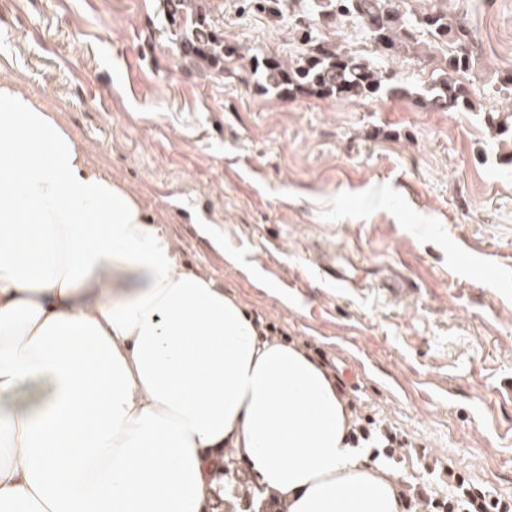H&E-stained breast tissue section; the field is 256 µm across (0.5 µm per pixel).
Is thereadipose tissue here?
Wrapping results in <instances>:
<instances>
[{
	"mask_svg": "<svg viewBox=\"0 0 512 512\" xmlns=\"http://www.w3.org/2000/svg\"><path fill=\"white\" fill-rule=\"evenodd\" d=\"M350 418L0 75V512H207L226 448L288 512H399Z\"/></svg>",
	"mask_w": 512,
	"mask_h": 512,
	"instance_id": "1",
	"label": "adipose tissue"
}]
</instances>
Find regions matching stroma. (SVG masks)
Masks as SVG:
<instances>
[{
    "label": "stroma",
    "mask_w": 512,
    "mask_h": 512,
    "mask_svg": "<svg viewBox=\"0 0 512 512\" xmlns=\"http://www.w3.org/2000/svg\"><path fill=\"white\" fill-rule=\"evenodd\" d=\"M407 8L470 30L473 111L419 101L448 45L384 57L359 25L309 21L300 2L275 18L209 0L213 27L246 53L209 73L176 50L160 0H0V75L91 146L185 267L321 349L376 419L512 497V96L499 91L512 55L488 43L512 41V0ZM306 24L410 95L261 93L248 57H298ZM336 255L355 283L322 274Z\"/></svg>",
    "instance_id": "1"
}]
</instances>
